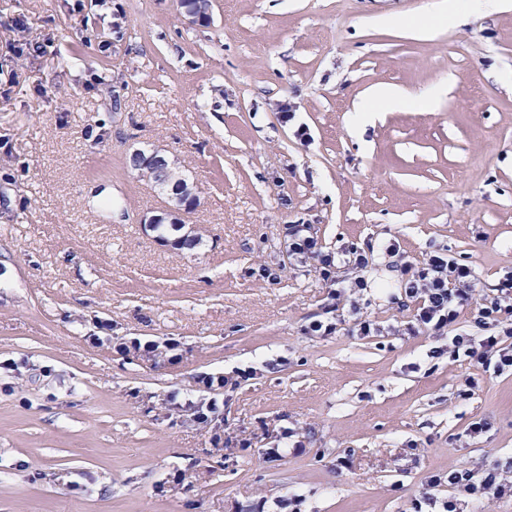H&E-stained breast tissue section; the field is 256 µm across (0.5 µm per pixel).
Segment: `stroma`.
Masks as SVG:
<instances>
[{"label":"stroma","mask_w":512,"mask_h":512,"mask_svg":"<svg viewBox=\"0 0 512 512\" xmlns=\"http://www.w3.org/2000/svg\"><path fill=\"white\" fill-rule=\"evenodd\" d=\"M439 2L214 0L202 26L179 0H0V512H412L450 495L430 476L512 477V375L414 331L404 292L436 251L491 297L512 271V8L382 21ZM442 84L355 121L372 87ZM135 147L196 182L192 253L142 233L166 198ZM286 229L292 255H298L301 259L318 260L321 265L320 274L324 281H328L331 275L329 268L334 265V257L322 252L317 238L306 233L309 232V227L306 224H289Z\"/></svg>","instance_id":"1"}]
</instances>
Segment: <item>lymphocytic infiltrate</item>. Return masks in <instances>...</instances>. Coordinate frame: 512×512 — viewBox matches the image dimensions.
<instances>
[{"label": "lymphocytic infiltrate", "instance_id": "obj_1", "mask_svg": "<svg viewBox=\"0 0 512 512\" xmlns=\"http://www.w3.org/2000/svg\"><path fill=\"white\" fill-rule=\"evenodd\" d=\"M405 294L417 302L415 327L435 336H447L452 357L469 360L497 375L512 373V272L501 281L497 296L483 297L471 266L437 252L424 259L417 275L408 281ZM469 307L476 310L474 322L480 335L454 330L463 310ZM445 483L476 498L512 493V480L495 470L478 479L464 470L438 474L430 482L431 490ZM431 490L422 496L426 506L441 507L442 512H461L457 500L437 501Z\"/></svg>", "mask_w": 512, "mask_h": 512}]
</instances>
